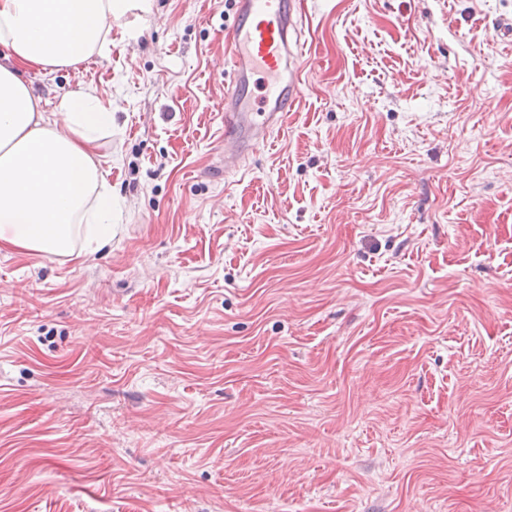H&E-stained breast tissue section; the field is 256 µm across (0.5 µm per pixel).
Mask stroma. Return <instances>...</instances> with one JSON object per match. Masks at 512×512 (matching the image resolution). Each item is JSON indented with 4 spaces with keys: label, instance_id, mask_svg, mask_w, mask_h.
I'll return each instance as SVG.
<instances>
[{
    "label": "stroma",
    "instance_id": "obj_1",
    "mask_svg": "<svg viewBox=\"0 0 512 512\" xmlns=\"http://www.w3.org/2000/svg\"><path fill=\"white\" fill-rule=\"evenodd\" d=\"M96 86L112 244L0 249V512H512V0H303L300 102L221 172L225 0Z\"/></svg>",
    "mask_w": 512,
    "mask_h": 512
}]
</instances>
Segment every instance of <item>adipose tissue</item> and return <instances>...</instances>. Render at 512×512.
Masks as SVG:
<instances>
[{
    "label": "adipose tissue",
    "mask_w": 512,
    "mask_h": 512,
    "mask_svg": "<svg viewBox=\"0 0 512 512\" xmlns=\"http://www.w3.org/2000/svg\"><path fill=\"white\" fill-rule=\"evenodd\" d=\"M149 0H0V247L69 256L79 234L112 242L115 196L100 165L111 101L88 85L45 110L24 69H59L108 53L112 22L139 36Z\"/></svg>",
    "instance_id": "ef3b65f1"
}]
</instances>
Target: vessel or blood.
Wrapping results in <instances>:
<instances>
[{"label": "vessel or blood", "mask_w": 512, "mask_h": 512, "mask_svg": "<svg viewBox=\"0 0 512 512\" xmlns=\"http://www.w3.org/2000/svg\"><path fill=\"white\" fill-rule=\"evenodd\" d=\"M301 0H235L230 86L224 97V168H242L253 144L277 127L302 94L306 57ZM261 96H254V88Z\"/></svg>", "instance_id": "b4317fda"}]
</instances>
